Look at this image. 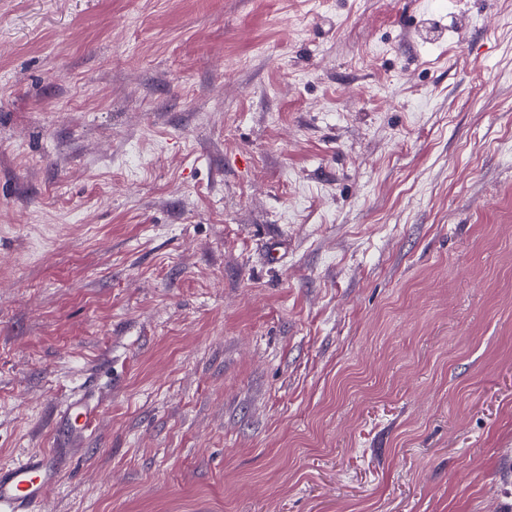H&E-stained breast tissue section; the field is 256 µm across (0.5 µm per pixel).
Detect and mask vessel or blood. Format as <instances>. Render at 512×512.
I'll return each mask as SVG.
<instances>
[{
  "label": "vessel or blood",
  "instance_id": "1",
  "mask_svg": "<svg viewBox=\"0 0 512 512\" xmlns=\"http://www.w3.org/2000/svg\"><path fill=\"white\" fill-rule=\"evenodd\" d=\"M99 413L98 404L85 399L65 410L57 430L70 439L91 430ZM65 467L64 458L54 450H36L0 467V512H40L49 491Z\"/></svg>",
  "mask_w": 512,
  "mask_h": 512
}]
</instances>
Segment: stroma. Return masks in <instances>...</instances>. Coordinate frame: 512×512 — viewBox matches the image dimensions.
<instances>
[{"label":"stroma","instance_id":"obj_1","mask_svg":"<svg viewBox=\"0 0 512 512\" xmlns=\"http://www.w3.org/2000/svg\"><path fill=\"white\" fill-rule=\"evenodd\" d=\"M44 512H512V0H0V464ZM91 400L89 398L70 404L64 412L60 425L57 423L56 435L61 432L68 439H79L85 432L92 430L99 413V405L92 403ZM65 467L55 450L31 451L21 459L0 467V511L40 512L49 491Z\"/></svg>","mask_w":512,"mask_h":512}]
</instances>
